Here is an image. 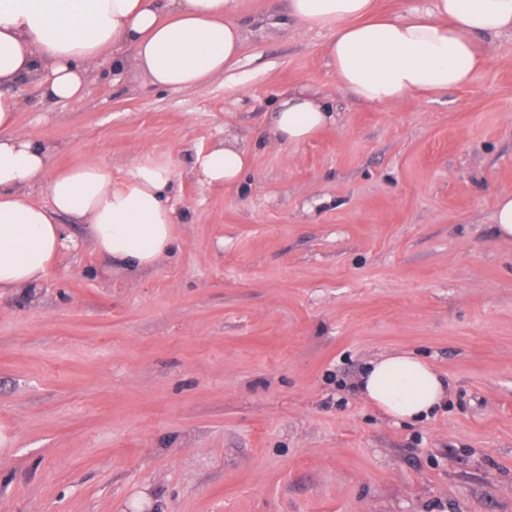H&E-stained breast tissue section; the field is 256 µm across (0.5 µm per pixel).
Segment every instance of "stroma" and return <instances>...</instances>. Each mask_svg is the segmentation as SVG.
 I'll return each mask as SVG.
<instances>
[{
	"label": "stroma",
	"mask_w": 512,
	"mask_h": 512,
	"mask_svg": "<svg viewBox=\"0 0 512 512\" xmlns=\"http://www.w3.org/2000/svg\"><path fill=\"white\" fill-rule=\"evenodd\" d=\"M234 6L243 51L204 86L20 92L16 130L62 144L54 167L169 160L180 222L135 270L75 226L41 288L0 293V512H512V36L464 87L372 105L286 0ZM294 86L335 123L257 144ZM223 142L250 165L205 188L192 159ZM393 350L448 380L430 418L358 391ZM494 225L497 238L512 239V194H504L498 198Z\"/></svg>",
	"instance_id": "1"
}]
</instances>
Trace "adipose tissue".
Here are the masks:
<instances>
[{
    "label": "adipose tissue",
    "mask_w": 512,
    "mask_h": 512,
    "mask_svg": "<svg viewBox=\"0 0 512 512\" xmlns=\"http://www.w3.org/2000/svg\"><path fill=\"white\" fill-rule=\"evenodd\" d=\"M233 2L0 0V291L38 288L78 246L70 223L88 225L96 249L114 264L141 268L170 253L178 221L168 162L135 160L120 180L99 163L53 168L56 145L16 130L22 103L13 86L36 88L49 107L81 98L91 76L106 69L144 73L164 89L204 86L240 53ZM288 14L328 31L337 85L366 104L463 87L485 65L491 39L512 33V0H431L396 16L377 13L375 0H288ZM335 120L298 86L281 93L258 138L300 144ZM248 165L245 151L218 145L197 153L193 170L203 185L221 188ZM38 184L48 205L26 197ZM359 390L386 416L409 421L429 417L450 395L448 382L405 352L373 360Z\"/></svg>",
    "instance_id": "ef3b65f1"
}]
</instances>
